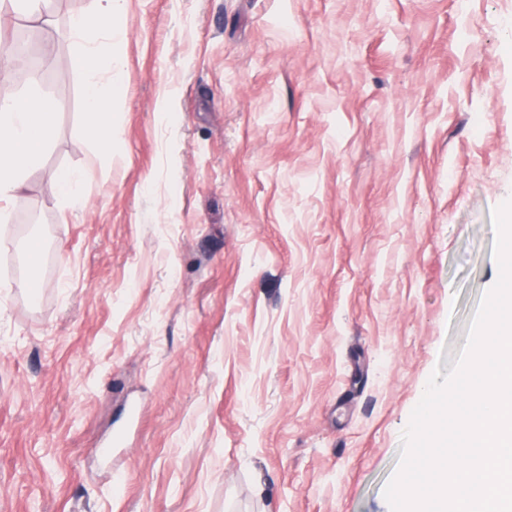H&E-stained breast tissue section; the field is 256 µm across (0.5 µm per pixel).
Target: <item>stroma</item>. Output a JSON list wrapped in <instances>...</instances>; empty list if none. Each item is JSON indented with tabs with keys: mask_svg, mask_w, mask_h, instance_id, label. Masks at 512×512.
<instances>
[{
	"mask_svg": "<svg viewBox=\"0 0 512 512\" xmlns=\"http://www.w3.org/2000/svg\"><path fill=\"white\" fill-rule=\"evenodd\" d=\"M119 8L108 155L73 44L0 29L37 34L64 104L0 242V512H390L499 275L512 0ZM132 402L115 484L98 450ZM58 196L70 205L81 204L84 199L86 174L81 170H64L54 174Z\"/></svg>",
	"mask_w": 512,
	"mask_h": 512,
	"instance_id": "stroma-1",
	"label": "stroma"
}]
</instances>
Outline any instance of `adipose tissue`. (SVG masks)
<instances>
[{"label": "adipose tissue", "mask_w": 512, "mask_h": 512, "mask_svg": "<svg viewBox=\"0 0 512 512\" xmlns=\"http://www.w3.org/2000/svg\"><path fill=\"white\" fill-rule=\"evenodd\" d=\"M117 0H92L89 13L70 18L64 31L77 47V64L83 80L88 130L100 150L108 153L118 138L112 124L110 102L102 81L123 79L119 49ZM10 50L0 51V236L9 231L12 205L23 199L26 173L38 164L55 134V117L62 102L39 90L38 74H31L26 89L12 77Z\"/></svg>", "instance_id": "obj_1"}]
</instances>
